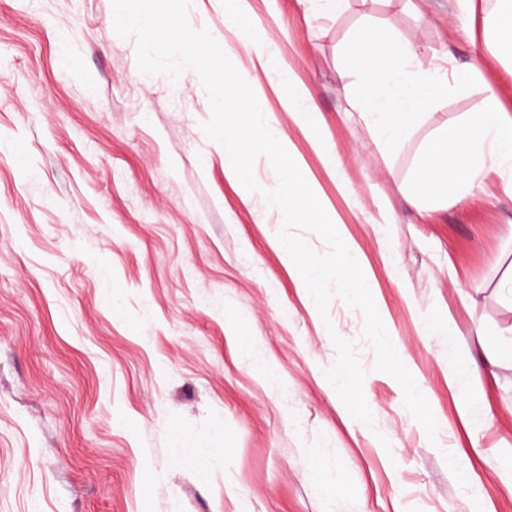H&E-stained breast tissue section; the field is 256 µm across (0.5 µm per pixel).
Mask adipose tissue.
<instances>
[{"label":"adipose tissue","mask_w":512,"mask_h":512,"mask_svg":"<svg viewBox=\"0 0 512 512\" xmlns=\"http://www.w3.org/2000/svg\"><path fill=\"white\" fill-rule=\"evenodd\" d=\"M381 40L384 34L379 30L356 37L347 59L361 78L362 119L380 138L393 141L411 132L442 87H455L456 82L442 80L438 68L426 63L411 43L395 39L381 52ZM468 71L483 82L482 109L469 119L463 138H448L446 155L417 169L416 196L430 197L445 188L473 191L491 168L506 173L512 184V117L502 110L498 85L484 79L482 58H473Z\"/></svg>","instance_id":"obj_1"}]
</instances>
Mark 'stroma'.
<instances>
[{"instance_id": "obj_1", "label": "stroma", "mask_w": 512, "mask_h": 512, "mask_svg": "<svg viewBox=\"0 0 512 512\" xmlns=\"http://www.w3.org/2000/svg\"><path fill=\"white\" fill-rule=\"evenodd\" d=\"M251 6L331 154L282 112L279 70L254 72L262 114L354 244L436 437L375 371L363 313L335 295L320 316L299 287L269 159L259 191L225 177L197 72H140L112 0H0V512H512V192L491 171L463 199L409 200L425 144L481 107L473 57L512 116V55L482 23L497 0ZM188 21L251 70L224 0ZM368 25L464 74L390 146L350 107L345 49ZM336 335L372 423L326 377Z\"/></svg>"}]
</instances>
